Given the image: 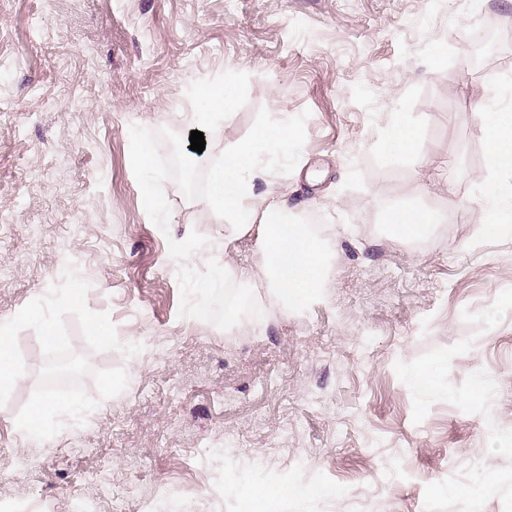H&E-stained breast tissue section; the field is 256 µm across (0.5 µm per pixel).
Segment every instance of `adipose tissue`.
I'll list each match as a JSON object with an SVG mask.
<instances>
[{
  "instance_id": "adipose-tissue-1",
  "label": "adipose tissue",
  "mask_w": 512,
  "mask_h": 512,
  "mask_svg": "<svg viewBox=\"0 0 512 512\" xmlns=\"http://www.w3.org/2000/svg\"><path fill=\"white\" fill-rule=\"evenodd\" d=\"M234 93L224 83L201 84L193 100L199 125L211 126L231 115ZM487 136L489 165H512V110L494 105L477 113ZM299 130L283 125L276 130L257 129L250 138L231 146L221 166L211 172L208 205L229 221L233 235H255L259 267L283 300L298 304L322 288L327 275L326 257L319 238L308 225L288 219L287 204L255 193L252 176L264 144L284 146L297 141ZM443 212L399 203L389 208L386 222L404 243L425 237L443 223Z\"/></svg>"
}]
</instances>
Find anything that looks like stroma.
<instances>
[{"instance_id": "stroma-1", "label": "stroma", "mask_w": 512, "mask_h": 512, "mask_svg": "<svg viewBox=\"0 0 512 512\" xmlns=\"http://www.w3.org/2000/svg\"><path fill=\"white\" fill-rule=\"evenodd\" d=\"M511 14L512 0H0V321L71 263L88 308L143 346L92 351L67 318L73 352L128 384L38 441L15 418L44 353L19 332L25 381L0 407V457L32 465L0 473V499L71 512L104 469L99 512H239L251 485L289 489L277 512H512V221L486 216L512 167H489L475 119L490 86L512 102ZM489 26L497 50L466 66ZM213 81L234 88L232 115L193 160L298 126L263 152L255 191L315 225L329 264L296 307L256 275L263 316L228 331L180 317L167 241L206 236L189 259L201 269L255 263V238L225 250V220L170 180L161 232L130 162L131 126L190 136ZM405 114L418 152L391 162ZM399 200L447 220L398 242L383 217ZM423 366L438 389L413 382Z\"/></svg>"}]
</instances>
